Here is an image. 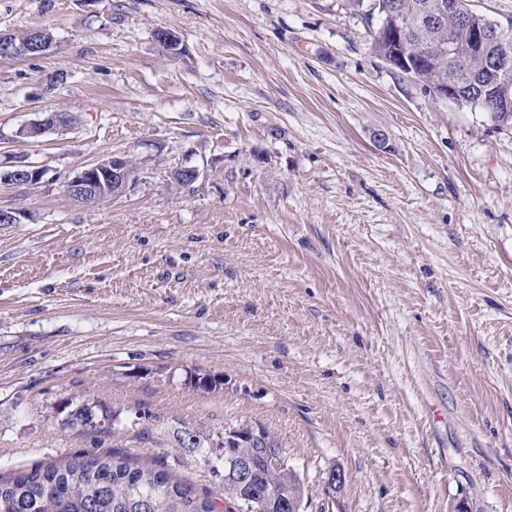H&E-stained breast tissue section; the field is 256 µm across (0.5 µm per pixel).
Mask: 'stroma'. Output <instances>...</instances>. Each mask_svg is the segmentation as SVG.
<instances>
[{"instance_id":"1","label":"stroma","mask_w":512,"mask_h":512,"mask_svg":"<svg viewBox=\"0 0 512 512\" xmlns=\"http://www.w3.org/2000/svg\"><path fill=\"white\" fill-rule=\"evenodd\" d=\"M36 28L50 52L0 61V167L46 171L0 184V474L117 446L220 499L139 435L247 421L306 512L332 468L340 512H512V130L386 66L345 0H0ZM115 152L123 195L65 194ZM86 398L118 434L63 428ZM67 121L69 123V118L67 116L62 114H52L38 124L21 128L17 133L18 136L36 138L54 128L67 126Z\"/></svg>"}]
</instances>
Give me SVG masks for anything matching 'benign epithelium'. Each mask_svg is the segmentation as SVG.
I'll use <instances>...</instances> for the list:
<instances>
[{
    "label": "benign epithelium",
    "mask_w": 512,
    "mask_h": 512,
    "mask_svg": "<svg viewBox=\"0 0 512 512\" xmlns=\"http://www.w3.org/2000/svg\"><path fill=\"white\" fill-rule=\"evenodd\" d=\"M394 22L397 25L396 29L389 32L381 26L375 31V36L384 37L392 42L395 46L393 56L398 58L399 63L402 64L404 58L409 55L408 46L403 43L402 39V31L408 27V20L407 17L397 14ZM155 39L169 55L176 56L181 53V41L175 31L159 28L156 30ZM36 50H38V46L17 41L12 34L0 32V57L4 59L25 57ZM67 121L69 118L62 114H52L38 124L21 128L18 135L36 138L54 128L66 126ZM36 171V166L28 164L21 169L0 172V183L24 185L28 181H34L32 174ZM137 171V166L132 164V160L128 158L127 154L114 153L83 167L66 182L65 188L73 199L85 204L96 205L108 199V196L103 194V188L107 185L112 186V197L121 196L136 179ZM236 471L239 488L249 492L252 496L256 495V492L251 490L253 461L248 458L238 460Z\"/></svg>",
    "instance_id": "7a95c632"
}]
</instances>
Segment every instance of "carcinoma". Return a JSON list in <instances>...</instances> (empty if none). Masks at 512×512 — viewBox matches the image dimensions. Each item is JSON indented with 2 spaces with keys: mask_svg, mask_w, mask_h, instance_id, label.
I'll use <instances>...</instances> for the list:
<instances>
[{
  "mask_svg": "<svg viewBox=\"0 0 512 512\" xmlns=\"http://www.w3.org/2000/svg\"><path fill=\"white\" fill-rule=\"evenodd\" d=\"M458 0H371L368 15L379 23L388 20L398 7L415 18L405 32L411 50L414 82L423 89L442 88L449 99L490 114L496 127L512 128V112H489L490 102L503 89L512 93V55L498 57V46L491 41L483 48L472 43L473 31L464 29L453 4ZM482 27H494L501 39L512 44V18L501 22L486 14L477 19ZM188 384L201 391H214L224 384L216 375L197 374ZM104 422L100 434L110 435L121 423L118 414L87 400L71 403L69 428L86 435L94 419ZM245 435L243 444L233 448V457L209 450L211 431L179 424L155 435V442L172 439L191 453L205 451L201 461L221 476L224 495L246 504L234 483L235 460L252 458L257 463L255 485L269 493L262 512H282L281 502H304V485L293 467L283 462L274 449L280 440L263 428L258 439L251 437L257 425L239 422ZM172 467L155 460L138 466L127 453L109 450L103 454H77L65 463L54 460L34 468L0 476V512H232L219 508L214 499L195 495L193 488L173 478Z\"/></svg>",
  "mask_w": 512,
  "mask_h": 512,
  "instance_id": "obj_1",
  "label": "carcinoma"
}]
</instances>
